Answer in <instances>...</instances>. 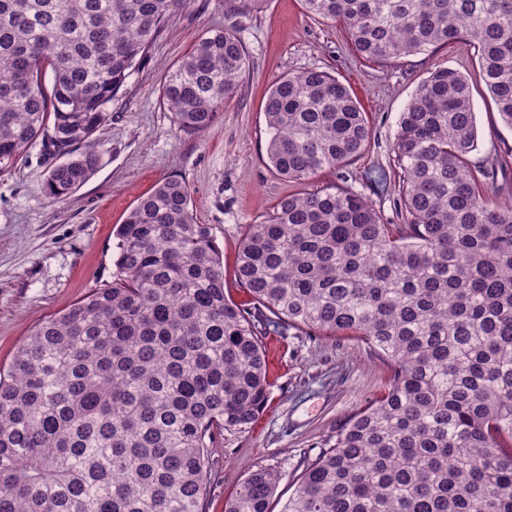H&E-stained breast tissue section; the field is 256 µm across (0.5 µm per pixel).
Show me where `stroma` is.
I'll use <instances>...</instances> for the list:
<instances>
[{
  "instance_id": "1",
  "label": "stroma",
  "mask_w": 512,
  "mask_h": 512,
  "mask_svg": "<svg viewBox=\"0 0 512 512\" xmlns=\"http://www.w3.org/2000/svg\"><path fill=\"white\" fill-rule=\"evenodd\" d=\"M214 27L231 29L244 47L241 89L208 130L187 131L162 101V77ZM443 67L478 71L473 50L463 45L365 61L353 53L339 23L309 14L302 0H259L236 14L225 13L224 0H184L113 99L96 135L98 167L80 188L60 203L45 197L40 182L50 160L38 143L0 173V367L10 366L39 320L111 283L117 227L139 197L168 177L189 185L197 222L211 227L224 254L226 295L250 302L234 277L246 228L298 189L266 157L262 101L281 76L318 69L351 87L372 135L349 165L348 183L373 201L384 223H402L391 181L399 117L418 84ZM485 97L484 87L475 86L476 162L512 148V128ZM262 341L269 405L252 426L228 428L216 438L205 512H224L244 479L261 467L279 476L270 512H283L306 466L329 448L350 415L386 388V364L354 337L290 329L268 332Z\"/></svg>"
}]
</instances>
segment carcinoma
<instances>
[{"mask_svg":"<svg viewBox=\"0 0 512 512\" xmlns=\"http://www.w3.org/2000/svg\"><path fill=\"white\" fill-rule=\"evenodd\" d=\"M181 0H0V172L41 142L42 182L67 200L98 166L108 106ZM384 63L453 43L512 128V0H303ZM245 51L213 28L172 66L162 100L204 132L239 91ZM473 83L437 69L399 119L404 223L361 192L314 184L371 138L350 90L321 70L269 88L267 159L306 185L224 263L191 191L167 178L116 232L112 284L39 322L0 374V512H203L209 448L268 399L261 336H353L390 369L310 463L283 512H512V150L477 149ZM278 476L252 472L225 512H269Z\"/></svg>","mask_w":512,"mask_h":512,"instance_id":"obj_1","label":"carcinoma"}]
</instances>
